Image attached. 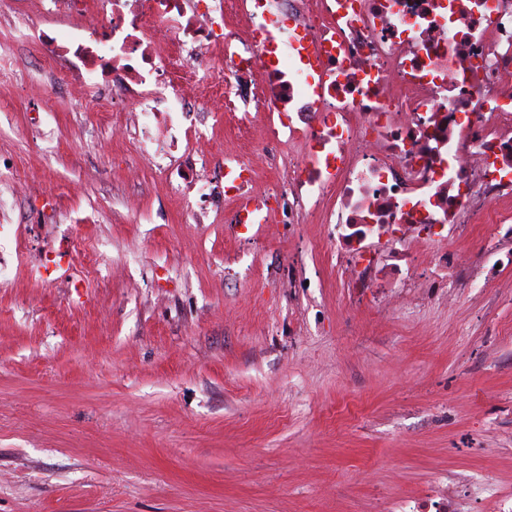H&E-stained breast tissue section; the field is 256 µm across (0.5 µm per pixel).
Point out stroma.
<instances>
[{
    "label": "stroma",
    "mask_w": 512,
    "mask_h": 512,
    "mask_svg": "<svg viewBox=\"0 0 512 512\" xmlns=\"http://www.w3.org/2000/svg\"><path fill=\"white\" fill-rule=\"evenodd\" d=\"M23 16L42 0H0V53L27 59L0 82V159L42 172L0 221V512H512V256L449 238L475 287L393 309L343 287L323 225L247 244L232 206L187 223L152 164L129 181V112ZM77 212L97 269L51 284L31 268Z\"/></svg>",
    "instance_id": "obj_1"
}]
</instances>
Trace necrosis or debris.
Here are the masks:
<instances>
[{
    "instance_id": "obj_1",
    "label": "necrosis or debris",
    "mask_w": 512,
    "mask_h": 512,
    "mask_svg": "<svg viewBox=\"0 0 512 512\" xmlns=\"http://www.w3.org/2000/svg\"><path fill=\"white\" fill-rule=\"evenodd\" d=\"M42 0L53 21L92 16L66 42L24 25L82 82L135 103L137 156L159 164L185 144L171 189L192 192L204 223L236 200L235 235L254 224H323L349 288L402 285L428 265L469 278L449 229L479 230L497 251L512 225V0ZM165 37L167 50L156 47ZM224 110L276 117L269 142L288 171L260 181L254 148L224 156L211 186L203 89ZM396 237L385 261L372 238Z\"/></svg>"
}]
</instances>
